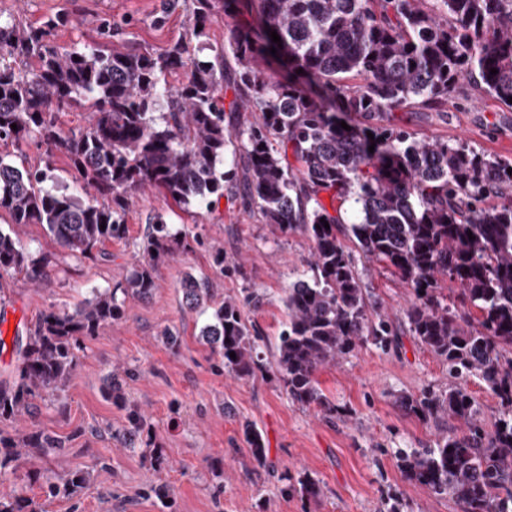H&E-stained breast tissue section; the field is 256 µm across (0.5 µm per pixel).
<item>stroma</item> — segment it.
<instances>
[{
  "instance_id": "obj_1",
  "label": "stroma",
  "mask_w": 512,
  "mask_h": 512,
  "mask_svg": "<svg viewBox=\"0 0 512 512\" xmlns=\"http://www.w3.org/2000/svg\"><path fill=\"white\" fill-rule=\"evenodd\" d=\"M164 0H0V17L37 26L61 15L54 31L62 47L102 44L99 25L121 22L137 47L163 52L171 43L188 39L193 26L192 0H179L176 10L163 13ZM400 123L417 135L463 139L484 152L512 160V112L501 111L493 100H476L471 84H461L444 112L413 108L400 113ZM17 166L49 167L47 187L70 185L76 172L64 153L46 157L31 143L12 153ZM160 216L174 227L200 237L190 252L167 261L148 300L130 303L126 317L82 341L79 362L62 403L41 401L27 431H42L65 440L60 454L46 466L65 475L90 472L89 482L76 493L46 497L31 475V466L0 477V491L17 490L32 499L37 512H161L156 498L147 496L150 484L165 486L172 512H385L388 495L399 493L404 512H460L448 496L437 495L404 479L395 454L401 448H430L459 424L451 418L422 420L400 409L403 394L444 390L452 384L447 365L412 335L406 310L409 288L383 264L355 253V265L375 311L391 322L395 336L388 348L361 344L351 355L319 371L323 393L335 404L328 419L315 409L294 402L271 369L278 337L287 319L284 290L311 259L312 243L301 233L272 234L259 212L246 213L227 201L211 211L181 207L154 189L138 192L125 220L126 239L106 243L94 257L71 255L42 225L21 229L34 255L52 257L50 275L40 284L20 275L0 276V318L17 324L14 336L0 344V381L13 376L19 349L39 315L49 310L70 311L92 289L124 283L138 244L151 218ZM223 244L230 273L213 265L210 245ZM210 279L219 295L241 296L251 290L263 298L258 308L245 311L258 336L257 353L263 371L239 380L216 367L198 339L205 318L183 310L181 283L186 273ZM171 329L178 347L160 337ZM133 369L127 378L128 404L147 417L156 442L168 459L156 471L140 452L120 444L113 435L125 422V406L105 395L104 380L113 365ZM253 424L268 450L257 464L244 441L243 424ZM311 477L324 490L320 505L300 496L282 498L284 477Z\"/></svg>"
}]
</instances>
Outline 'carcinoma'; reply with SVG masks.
<instances>
[{
  "label": "carcinoma",
  "mask_w": 512,
  "mask_h": 512,
  "mask_svg": "<svg viewBox=\"0 0 512 512\" xmlns=\"http://www.w3.org/2000/svg\"><path fill=\"white\" fill-rule=\"evenodd\" d=\"M192 3L191 37L198 40L219 11L231 14L236 0ZM257 10L265 44L252 27L236 26L224 45L200 44L211 51L207 60L191 56L185 40L158 54L135 48L119 38L122 25L109 20L99 26L105 44L70 49L53 40L62 17L37 27L0 21V143L20 150L33 141L49 157L65 152L78 188L93 194L85 201L46 189L50 167L19 168L0 156V212L11 219L0 229V274L19 273L34 284L48 277L50 260L34 256L20 237L28 224L42 225L59 246L83 257L126 238L129 200L147 187L183 205L209 209L224 198L256 209L272 233L298 231L312 242L309 271L283 299L288 320L274 371L294 401L331 416L336 405L317 373L368 340L386 347L392 335L388 320L369 314V294L341 241L348 237L362 257L386 264L410 288L411 332L458 379L446 390L397 400L424 419L461 423L433 448L398 450L401 473L449 496L461 512H512V162L462 139L418 138L394 121L411 103L447 111L464 80L512 111V0H257ZM273 31L281 44L272 42ZM270 48L317 83L319 98L291 78L261 75L255 62ZM177 70L185 79L171 86L166 76ZM162 104L166 112L158 117ZM77 106L91 112L89 124L65 135L57 113ZM351 116L363 128L343 129ZM188 246L187 235L156 217L123 286L95 289L71 312L41 313L17 378L0 382V419L32 415L37 399L61 400L80 337L122 320L127 301L149 298L160 266ZM440 276L459 283L477 316H461L438 298ZM261 303L249 291L219 300L209 280L190 274L181 284L183 308L208 313L201 344L240 380L261 368L257 336L244 317L245 308ZM128 375L115 365L108 376L107 394L117 403L125 402ZM471 377L500 401L491 430L468 391ZM242 430L263 464V436L249 423ZM118 434L140 437L141 453L164 463L140 411L127 412ZM63 448L43 432L0 434V475L22 459L40 463ZM36 473L48 498L87 481L83 471L61 482L45 468ZM280 494L317 505L323 490L306 475L286 478ZM0 512L36 509L12 490L0 492Z\"/></svg>",
  "instance_id": "obj_1"
}]
</instances>
